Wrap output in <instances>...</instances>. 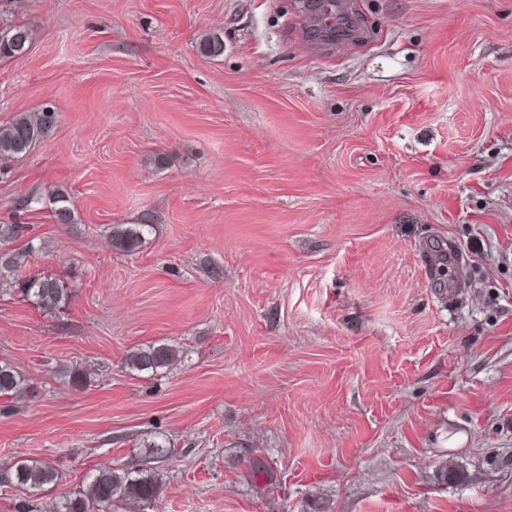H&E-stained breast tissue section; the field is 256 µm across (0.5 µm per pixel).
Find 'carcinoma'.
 I'll list each match as a JSON object with an SVG mask.
<instances>
[{
  "mask_svg": "<svg viewBox=\"0 0 512 512\" xmlns=\"http://www.w3.org/2000/svg\"><path fill=\"white\" fill-rule=\"evenodd\" d=\"M31 34L28 27L20 24L0 23V58L19 57L29 50ZM200 51L207 57H219L224 53V43L217 37L206 38L199 44ZM56 123L55 112L44 109L37 113H22L8 124L0 126V157L23 156L45 136ZM53 209L57 224H71L74 212L69 206L66 194H56ZM145 225L118 224L113 227L112 246L123 252L135 250L142 242ZM30 227L22 224H1L0 241H24V244L9 253L0 255V263L9 271H18L25 266L35 250L33 239L25 237ZM20 294L33 300L38 307L53 311L68 299V290L55 275H44L18 282ZM177 350L166 344L149 345L136 349L126 357L127 367L138 373H154L174 360ZM24 379L9 364H0V396H12L22 389ZM58 472L49 463L33 464L17 460L4 477L3 487L27 486L42 489L57 482ZM159 487L155 476L137 471V475L119 468H99L89 476L85 488L75 497H67L57 512H112L115 502L130 495L144 503L152 502L158 495Z\"/></svg>",
  "mask_w": 512,
  "mask_h": 512,
  "instance_id": "obj_1",
  "label": "carcinoma"
}]
</instances>
